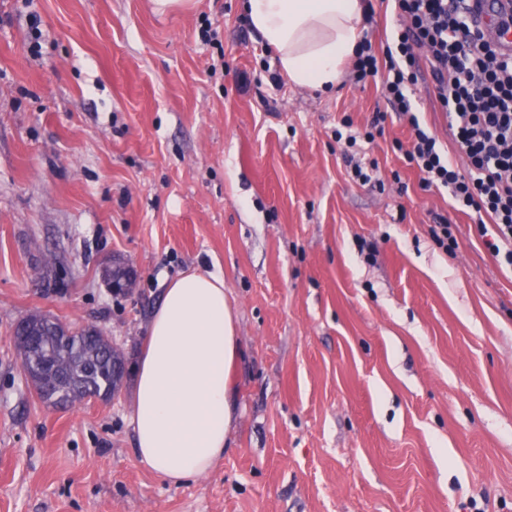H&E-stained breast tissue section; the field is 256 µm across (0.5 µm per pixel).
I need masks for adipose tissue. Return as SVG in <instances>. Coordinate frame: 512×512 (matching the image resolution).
<instances>
[{
	"label": "adipose tissue",
	"mask_w": 512,
	"mask_h": 512,
	"mask_svg": "<svg viewBox=\"0 0 512 512\" xmlns=\"http://www.w3.org/2000/svg\"><path fill=\"white\" fill-rule=\"evenodd\" d=\"M244 9L298 87H335L361 41L363 0H245ZM241 355L222 277L189 273L165 288L134 370L140 464L175 486L212 470L237 419L229 373Z\"/></svg>",
	"instance_id": "1"
}]
</instances>
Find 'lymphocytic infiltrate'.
I'll return each instance as SVG.
<instances>
[{"mask_svg": "<svg viewBox=\"0 0 512 512\" xmlns=\"http://www.w3.org/2000/svg\"><path fill=\"white\" fill-rule=\"evenodd\" d=\"M402 26L383 51L363 40L353 79L379 83L387 112L364 136L382 134L388 112L406 119L404 150L423 189L445 188L453 210L469 216L500 269L512 272V57L481 41L465 0H393ZM429 68L464 164L448 156L415 109L413 87Z\"/></svg>", "mask_w": 512, "mask_h": 512, "instance_id": "1", "label": "lymphocytic infiltrate"}]
</instances>
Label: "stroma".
<instances>
[{
    "label": "stroma",
    "mask_w": 512,
    "mask_h": 512,
    "mask_svg": "<svg viewBox=\"0 0 512 512\" xmlns=\"http://www.w3.org/2000/svg\"><path fill=\"white\" fill-rule=\"evenodd\" d=\"M240 2L0 0V512H512V274L420 188L404 120L337 140L385 108L375 84L296 88ZM415 99L456 156L429 72ZM189 272L223 277L243 355L229 448L174 486L138 461L132 381L47 408L13 329L93 325L133 365ZM438 223L431 227L430 232L434 241L442 247L446 252L448 249H453L457 245V239L454 234V225L445 218L438 217ZM127 268L128 266L125 264V262L120 260H110L108 263L102 266L101 277L103 281H105L107 286H109L112 283V285H110V288H112V292L119 288L118 286H116L115 283L112 282V280L115 278H126L125 288L122 294L128 295L132 293V290L135 285V277L128 276L129 269Z\"/></svg>",
    "instance_id": "stroma-1"
}]
</instances>
